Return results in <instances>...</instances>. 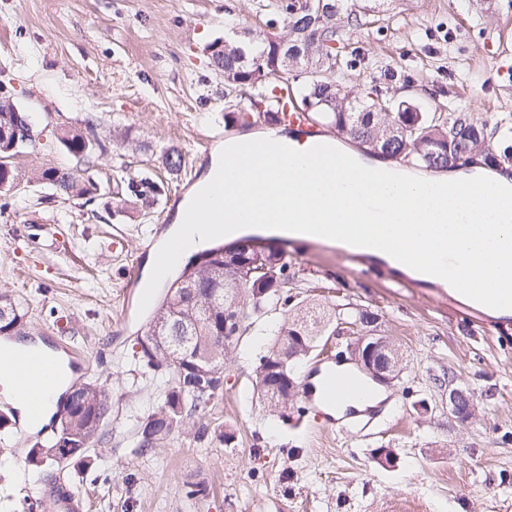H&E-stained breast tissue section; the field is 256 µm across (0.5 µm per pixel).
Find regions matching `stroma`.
Returning a JSON list of instances; mask_svg holds the SVG:
<instances>
[{"instance_id": "1", "label": "stroma", "mask_w": 512, "mask_h": 512, "mask_svg": "<svg viewBox=\"0 0 512 512\" xmlns=\"http://www.w3.org/2000/svg\"><path fill=\"white\" fill-rule=\"evenodd\" d=\"M283 0H0V84L35 117L38 138L19 160L24 174L0 192V292L18 303L30 339L75 360L74 384L110 395L93 474H55L26 456L50 433L0 428V498L9 512L49 489L80 482L81 512H512V318L480 328L444 288L407 285L386 268L314 242L287 248L288 293L330 306L336 320L297 369L305 384L318 364L349 362L361 312L403 353L386 383L374 427L357 431L295 392L287 418L253 394L259 357L280 310L261 312L228 347L224 386L208 408L164 444L138 450L135 426L160 403L167 371L135 361L150 311L125 294L214 150L241 128L230 112L248 97L212 70L209 49L236 29L258 35L283 21ZM360 23H342L331 50L344 89L376 91L420 111L464 110L485 124L494 155L512 147L497 131L512 119V0H351ZM94 117L101 150L92 162L57 140ZM183 155L179 174L164 151ZM65 168L93 183L71 197L37 181ZM163 183L155 201L127 205L129 182ZM470 390L476 412L456 418L448 388ZM235 437L222 442L219 431ZM393 453L378 460L380 449ZM138 484L128 489L126 478ZM202 481L207 495L192 496Z\"/></svg>"}]
</instances>
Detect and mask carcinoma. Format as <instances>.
I'll return each mask as SVG.
<instances>
[{
    "label": "carcinoma",
    "mask_w": 512,
    "mask_h": 512,
    "mask_svg": "<svg viewBox=\"0 0 512 512\" xmlns=\"http://www.w3.org/2000/svg\"><path fill=\"white\" fill-rule=\"evenodd\" d=\"M332 12L319 13L320 0H304L299 12L286 13L287 41L295 43L297 52L287 55L276 51V44L266 36H256L245 43L230 45L226 52L210 55L213 70L224 74L229 83L247 82V88L261 90L266 84L264 76L278 73L290 76L307 74L298 99L315 105L310 117L329 124L346 139L361 147L362 155L386 160L406 158L417 169L430 172L451 171L463 164H476V157L486 151L484 127L474 121L468 112H455L448 121H441L428 112H421L407 101L372 97L370 94L353 95L337 81L324 74L325 42L335 39L338 21L354 16L350 0H333ZM322 72L317 78L308 74ZM16 115L0 110V158H6L9 168L0 169V191L14 189L22 173L12 159L29 148L27 144L13 146ZM61 144L74 156L90 155L89 139L79 130H70L60 137ZM37 180L53 185L64 194L84 196L89 188L79 184L75 175L66 169L50 167L42 170ZM131 194L144 200L154 199L161 192L159 183L151 180L130 182ZM254 262L264 269L255 277L239 268L218 260L210 267L197 271L195 295L189 296L168 290L163 303L168 306L169 328L167 336H184L178 342L181 368L169 371V385L162 402L136 426L139 447L152 449L164 443L177 430L189 424L197 411L206 407L222 384L209 378V374L224 366V298L237 294L241 302L237 335L252 325L251 313L273 303L281 307L284 318L276 324L275 340L259 359V366L277 359L291 346L294 337L322 336L330 325L332 315L314 307H292V297L284 288L288 284V260L278 251L259 248ZM26 313L10 298L0 295V336L26 335ZM69 417L60 419L53 436L28 450V462L43 470L62 464L54 458L51 449L57 447L63 436L70 437L72 448L67 460L83 471H89L91 459L88 449L98 439L109 413L106 389L96 383L67 391L62 396Z\"/></svg>",
    "instance_id": "cac0c4a2"
}]
</instances>
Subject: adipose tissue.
Here are the masks:
<instances>
[{
  "instance_id": "1",
  "label": "adipose tissue",
  "mask_w": 512,
  "mask_h": 512,
  "mask_svg": "<svg viewBox=\"0 0 512 512\" xmlns=\"http://www.w3.org/2000/svg\"><path fill=\"white\" fill-rule=\"evenodd\" d=\"M258 140L276 157L270 169L255 173L268 185L265 223L291 227L301 240L312 239L323 224L345 226L356 239L366 229L377 230L388 246L365 245L367 255L406 273L442 265L445 283L453 289L512 279V179L505 175L460 170L388 179L382 175L387 162L365 159L329 169L314 161L312 141L280 129L259 137L242 133L235 144L217 148L200 187L232 179ZM239 206L232 189H225L223 202L197 223L175 219L168 238L179 244L182 258H189L210 243L218 223H234ZM71 377L68 366L55 361L42 409L34 417L11 375L0 376V393L36 431L51 419Z\"/></svg>"
}]
</instances>
